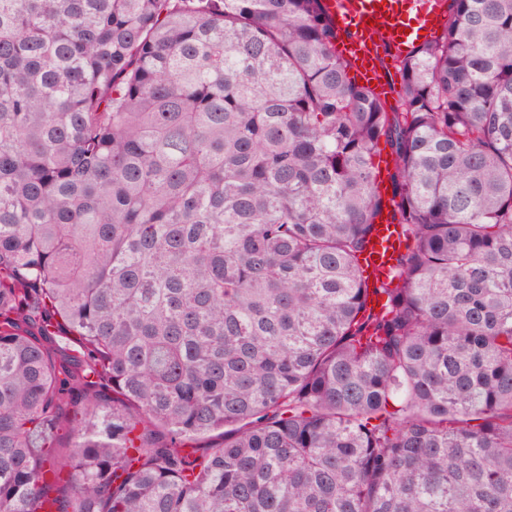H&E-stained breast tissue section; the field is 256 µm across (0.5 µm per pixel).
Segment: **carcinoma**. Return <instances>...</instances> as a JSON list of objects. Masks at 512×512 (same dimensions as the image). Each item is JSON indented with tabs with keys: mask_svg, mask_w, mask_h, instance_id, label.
<instances>
[{
	"mask_svg": "<svg viewBox=\"0 0 512 512\" xmlns=\"http://www.w3.org/2000/svg\"><path fill=\"white\" fill-rule=\"evenodd\" d=\"M336 38L0 0V512H512V0H450L395 106ZM377 239V242H372ZM405 239L401 226L393 217V209L385 205L377 218L369 243L361 255V264L369 286L386 281L396 264L399 254L404 250Z\"/></svg>",
	"mask_w": 512,
	"mask_h": 512,
	"instance_id": "cac0c4a2",
	"label": "carcinoma"
}]
</instances>
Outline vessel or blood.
Returning a JSON list of instances; mask_svg holds the SVG:
<instances>
[{"label": "vessel or blood", "mask_w": 512, "mask_h": 512, "mask_svg": "<svg viewBox=\"0 0 512 512\" xmlns=\"http://www.w3.org/2000/svg\"><path fill=\"white\" fill-rule=\"evenodd\" d=\"M330 22L339 26L342 49L364 82L380 81L381 47L405 53L434 38L440 0H322ZM361 264L369 283L387 280L405 246L391 207H383Z\"/></svg>", "instance_id": "vessel-or-blood-1"}]
</instances>
